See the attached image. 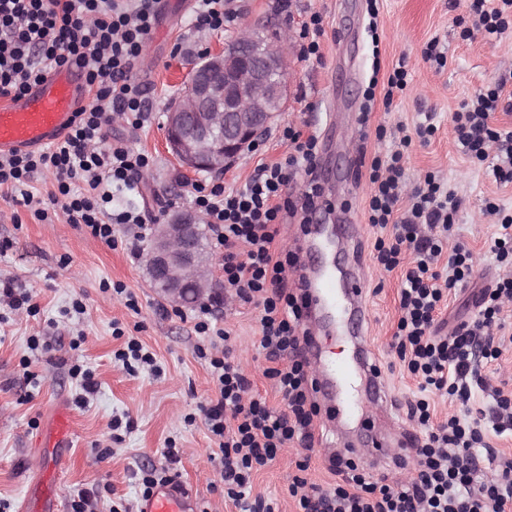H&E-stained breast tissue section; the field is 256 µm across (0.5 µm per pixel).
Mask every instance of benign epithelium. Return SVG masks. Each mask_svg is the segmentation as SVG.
<instances>
[{
	"label": "benign epithelium",
	"mask_w": 512,
	"mask_h": 512,
	"mask_svg": "<svg viewBox=\"0 0 512 512\" xmlns=\"http://www.w3.org/2000/svg\"><path fill=\"white\" fill-rule=\"evenodd\" d=\"M286 54L274 38L244 34L209 53L193 71L166 115V142L195 170L221 173L268 130L285 99ZM197 221L177 214L155 226L146 273L173 302L186 301V285L203 294L207 261L195 250Z\"/></svg>",
	"instance_id": "1"
}]
</instances>
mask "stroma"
I'll list each match as a JSON object with an SVG mask.
<instances>
[{"label": "stroma", "mask_w": 512, "mask_h": 512, "mask_svg": "<svg viewBox=\"0 0 512 512\" xmlns=\"http://www.w3.org/2000/svg\"><path fill=\"white\" fill-rule=\"evenodd\" d=\"M194 6L195 0H162L159 21L135 63L133 74L150 115L142 128L117 122L112 132L151 155L154 166L134 186L115 193L113 210L137 208L146 227H154L175 213L193 212L195 183L217 179L238 188L259 164L285 161L282 126L291 123L317 136L329 131L328 140L319 143L318 184L328 202L322 218L333 224L345 212L363 226L365 301L371 313L367 346L389 384L392 416L405 423V403L419 390L416 379L395 364L389 348L399 317L400 274L386 272L373 259L376 232L365 210L368 169L360 164L361 158H373L379 146L375 137H364L360 123H330V107L348 103L353 112H362L373 64L386 74L406 60V90L388 108L375 99L370 123L390 131L401 126L411 135L417 123L431 117L436 132L428 143L409 147L406 178L413 186L426 173H437L460 201L456 234L472 252L473 272L452 290L442 317L451 322L474 315L476 294L497 274L490 252L496 228L485 206L492 201L512 211V184L496 182L487 166L458 152L450 117L475 90L512 66V30L499 38L462 39L468 15L457 0H380L376 43L366 0H231L236 18L218 31L194 28ZM313 12L322 15L324 27L318 63L299 58L301 28ZM253 27L286 40L285 107L258 151L245 152L220 177L187 171L165 148L168 103L182 92L187 72L207 51ZM434 39L447 56L438 71L422 58ZM28 189L47 209L46 220L17 205L10 192L0 191V240L12 243L0 253V281L31 296L33 304L26 312L0 302V512H30L49 489L58 499V512H69L72 496L81 490L94 494L98 512H136V473L163 466L198 507L238 512L224 498L201 411L216 390L208 361L196 354L197 347L208 343L194 329L198 304L184 305L183 316L162 317L158 309L166 300L146 277L144 259L93 238L84 225L69 223L60 205L49 201L57 190L52 173L35 174ZM119 286L133 294L135 307L116 294ZM77 303L82 306L78 313L73 310ZM210 321L215 328L231 330V356L252 380L255 393L281 406L264 375L268 362L259 349L256 312L218 308ZM117 327L122 330L118 336L113 333ZM34 336L46 337L49 351L32 350ZM131 337L153 353L158 373L131 374L115 360V351ZM76 364L91 370L97 383L93 394L84 395L73 379ZM61 412L69 416L72 442L59 450L51 467L46 462L48 428ZM116 419L123 426L114 432L110 424ZM318 423L324 436L313 452L299 447L279 455L254 475L252 496L274 504L276 512H294L288 487L296 461L306 454L311 457L309 482L324 488L334 483L324 456L327 449L339 447L341 436L329 431L326 418ZM168 448L179 449V463L167 464L163 452Z\"/></svg>", "instance_id": "stroma-1"}]
</instances>
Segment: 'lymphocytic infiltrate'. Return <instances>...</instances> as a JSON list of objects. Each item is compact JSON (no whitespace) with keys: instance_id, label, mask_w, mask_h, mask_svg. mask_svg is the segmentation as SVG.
<instances>
[{"instance_id":"lymphocytic-infiltrate-1","label":"lymphocytic infiltrate","mask_w":512,"mask_h":512,"mask_svg":"<svg viewBox=\"0 0 512 512\" xmlns=\"http://www.w3.org/2000/svg\"><path fill=\"white\" fill-rule=\"evenodd\" d=\"M160 0H0V99H16L56 68L83 70L92 105L83 107L62 140L46 151L0 157V188L32 207L27 185L36 173L55 174L62 209L70 223L115 246L114 225L126 227L125 245L136 248L143 236L138 211L111 213L113 193L131 186L152 161L123 141H109L114 117L142 127L147 104L132 68L159 19ZM472 24L464 37L481 33L498 37L512 29V0H470ZM507 75H499L452 115L456 145L472 162L488 165L495 180L512 182V129L492 124L494 112H512ZM435 128L416 125L414 135L390 141L384 127L377 139L387 140L383 155L374 156L366 200L368 222L378 231L374 258L386 271L400 270V316L390 347L418 381L420 397L409 402L407 418L424 430L413 457L393 460L400 478H373L354 453L333 452L327 469L332 488L321 489L305 476L308 453L316 444L315 420L320 414L317 382L303 356L309 333L303 327L306 293L286 287L296 252L276 246L278 227L297 215L323 206L314 176L315 136L295 127L283 131L290 153L283 162L260 165L239 188L217 183L194 186V205L207 218L210 235L224 250V302L251 305L259 311L260 347L271 366L264 375L284 406L276 408L254 394L252 382L228 354L207 353L216 382L215 399L202 413L220 454L224 496L240 512H275L273 504L250 496L255 472L296 444L307 454L296 462L289 485L297 512H512V458L498 454L489 433L512 431V396L491 388L483 363L497 360L495 342L502 314L512 305V277L499 279L478 297V311L448 335L434 325L448 304V293L472 272V254L452 235L459 200L435 175L407 188L404 155L413 140L427 141ZM308 177L304 190L289 197L297 173ZM80 181L87 192L72 194ZM491 391L489 409L472 412L475 391ZM459 402L461 412L433 423L430 398Z\"/></svg>"}]
</instances>
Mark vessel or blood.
<instances>
[{"mask_svg": "<svg viewBox=\"0 0 512 512\" xmlns=\"http://www.w3.org/2000/svg\"><path fill=\"white\" fill-rule=\"evenodd\" d=\"M84 77L79 68L56 69L31 86L22 97L0 106V156L43 149L66 132L75 112L85 107ZM310 314L328 313L345 320L352 342L365 340L370 316L364 298V276L343 278L312 268L308 281ZM318 391L328 420L347 421L358 414L361 401L386 406L388 386L369 352L359 361L323 360ZM139 512H198L172 484H160L141 499Z\"/></svg>", "mask_w": 512, "mask_h": 512, "instance_id": "obj_1", "label": "vessel or blood"}]
</instances>
